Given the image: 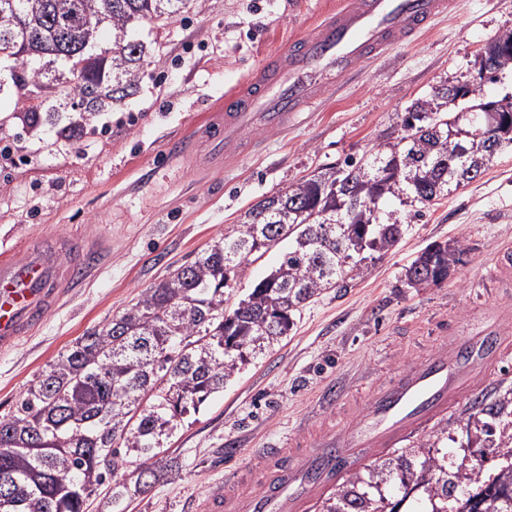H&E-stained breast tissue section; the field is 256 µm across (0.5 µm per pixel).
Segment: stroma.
Here are the masks:
<instances>
[{"label":"stroma","instance_id":"obj_1","mask_svg":"<svg viewBox=\"0 0 512 512\" xmlns=\"http://www.w3.org/2000/svg\"><path fill=\"white\" fill-rule=\"evenodd\" d=\"M338 0H193L188 13L146 23L151 46L135 95L101 112H58L29 126L26 101L0 89V134L18 147L0 160V250L36 239L90 237L106 261L37 333L0 354V414L71 342L135 303L146 288L239 224L252 204L301 178L359 160L403 134L397 118L435 87L469 79L485 41L512 32V0H452L414 41L364 65L326 93L260 154L212 159L210 111L272 51L302 37ZM73 124L69 137L58 130ZM407 230L364 277L314 296L295 325L185 419L167 444L159 482L132 495L129 512H196L225 474L227 454L247 469L256 449L293 436L315 445L321 421L340 424L365 396L433 351L474 316L512 310V278L490 279L495 253L512 247V149L478 179L434 204H399ZM465 241L447 280L407 287L406 266L430 243ZM471 401L449 413L448 469L496 473L512 447V414L493 431L466 427Z\"/></svg>","mask_w":512,"mask_h":512}]
</instances>
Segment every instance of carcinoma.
<instances>
[{"label": "carcinoma", "instance_id": "cac0c4a2", "mask_svg": "<svg viewBox=\"0 0 512 512\" xmlns=\"http://www.w3.org/2000/svg\"><path fill=\"white\" fill-rule=\"evenodd\" d=\"M36 34L15 47L21 84L48 87L44 100L78 99L86 112L134 95L136 72L148 55L128 37L134 25L186 12L192 0H13ZM75 29L64 53L59 24ZM478 56L512 68L500 37ZM81 67L82 81L66 95L36 62ZM484 81H462L415 101L402 116L412 131L394 144L338 169L313 174L252 205L243 221L216 238L194 262L145 289L138 301L101 328L76 339L29 383L13 411L0 415V512H86L94 487L112 484V512H126L131 492L159 478L164 442L184 419L250 360L288 335L296 313L314 296L363 276L406 232L399 214L380 219L383 200L424 206L451 188L481 177L495 156L512 147V96L485 95ZM497 131L496 147L474 157L465 136ZM277 266L230 308L237 270L282 242ZM466 253L460 240L433 242L405 270L410 288L437 285ZM512 405L504 399L473 412L490 429ZM476 493L448 506V454L421 443L403 448L395 466L374 461L330 490L318 512H401L423 494L419 512H512V461L488 478L472 468L454 475ZM397 483L392 502L381 485Z\"/></svg>", "mask_w": 512, "mask_h": 512}]
</instances>
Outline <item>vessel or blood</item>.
Instances as JSON below:
<instances>
[{
    "label": "vessel or blood",
    "instance_id": "1",
    "mask_svg": "<svg viewBox=\"0 0 512 512\" xmlns=\"http://www.w3.org/2000/svg\"><path fill=\"white\" fill-rule=\"evenodd\" d=\"M447 6V0H341L312 33L269 54L257 71L225 92V157L244 149L243 130L280 132L297 113L316 106L329 80L354 75L360 63L408 40ZM66 254L88 270L101 259L97 246L64 237L18 255L0 254L1 350L43 324L59 299L60 260ZM507 336L496 315L469 324L448 349L373 393L351 428L321 431L311 450L298 441L262 452L252 465L258 494L244 497L234 470L201 501L199 512H312L340 480L445 418L462 395L486 387L496 364L512 356Z\"/></svg>",
    "mask_w": 512,
    "mask_h": 512
}]
</instances>
